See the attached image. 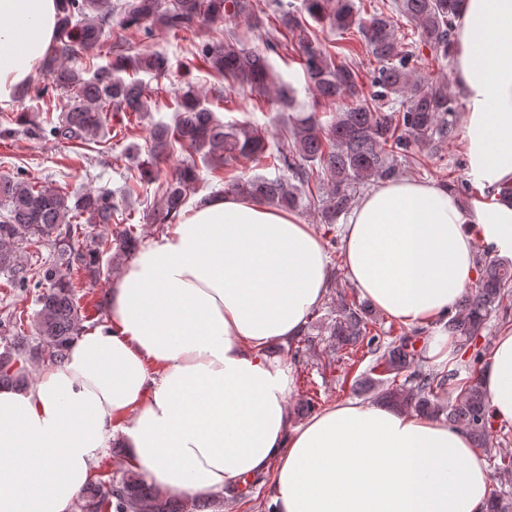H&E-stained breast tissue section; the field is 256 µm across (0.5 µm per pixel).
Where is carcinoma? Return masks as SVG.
<instances>
[{
    "label": "carcinoma",
    "instance_id": "cac0c4a2",
    "mask_svg": "<svg viewBox=\"0 0 512 512\" xmlns=\"http://www.w3.org/2000/svg\"><path fill=\"white\" fill-rule=\"evenodd\" d=\"M60 16L53 54L45 57L41 70L50 84L71 91V100L57 120L37 124L23 119L25 131L58 143L83 141L97 134L110 112L140 115L149 111L152 93L147 85L128 73L166 71L167 58L160 53L114 54L111 63L96 67L90 77L67 65V60L88 53L101 44L112 23L144 35L162 27L173 33L199 37L218 21L242 23L263 29V46L248 47L235 32L227 30L222 40H206L195 47L184 67L205 68L224 78L216 90L224 93L249 87L262 99L275 92L284 109L295 103L293 84L272 71L268 54L291 47L314 95L313 110L292 117L275 143L269 133L246 122L224 123L205 105L192 84L174 97L176 117L171 125L151 131L149 158L140 159V147L131 143V163L142 168V176L157 177V164L174 147L203 154L209 166H229L242 159L273 157L279 174L274 178L235 176L224 184V192L281 208L294 210L303 200L321 202L327 224L347 215L357 191L365 183L396 179L405 165H420L416 149L424 147L443 157L447 145L458 135L464 105L451 92L446 80H423L416 73L417 46L404 44L397 34L394 16L413 23L420 43L437 62L452 55L454 28L463 0H380L369 18H357L354 0H302L296 8L290 0H276V9L260 14L254 0H59ZM328 26L340 34H359L377 62L366 85H360L358 63L350 54L341 57L322 46L308 21ZM297 41L288 44V36ZM341 103L333 120L323 124L316 107ZM196 167L175 169L156 193L159 209L151 212L159 227L176 222L186 206ZM0 201L6 214L0 217V272L14 288L37 292L35 333L25 334L17 317L6 314L16 337L0 352V386L22 388L28 384V359L55 365L64 358L68 344L83 330L86 315L79 303L76 281L94 284L103 265L124 264L132 259L139 241L133 225H124L111 235L78 231V223L109 225L121 210L108 191H90L75 198L19 176L0 178ZM49 245L53 259L35 268L19 264L23 247ZM108 260H103V257ZM475 287L461 298L459 311L448 320V333L469 354L467 376L457 368H434L416 347V330L383 342L389 332L384 318L368 300H350L333 294L326 333L349 360L361 348L375 356L371 373L383 386L379 401L385 405L445 416L448 424L465 431L473 447L491 450L487 394L480 378V364L488 347L480 344L491 318L507 314L512 306V260L477 256ZM317 336L304 328L302 337L289 346L299 362L316 346ZM206 505L188 500L177 492H160L141 474L126 469L112 479L91 481L75 503V512H203ZM488 512H512V495L497 487L490 491Z\"/></svg>",
    "mask_w": 512,
    "mask_h": 512
}]
</instances>
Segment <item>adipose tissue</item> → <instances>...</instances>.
I'll return each mask as SVG.
<instances>
[{
	"instance_id": "adipose-tissue-1",
	"label": "adipose tissue",
	"mask_w": 512,
	"mask_h": 512,
	"mask_svg": "<svg viewBox=\"0 0 512 512\" xmlns=\"http://www.w3.org/2000/svg\"><path fill=\"white\" fill-rule=\"evenodd\" d=\"M57 9L0 0V103L37 75ZM453 80L484 196L466 204L436 183L385 181L343 226L353 287L432 329L436 365L454 358L446 324L478 251L512 257V0H464ZM328 266L313 225L235 196L146 242L111 286L108 323L27 387L0 388V512H73L116 437L147 482L191 499L268 473L277 512H487V461L447 423L348 401L293 424L289 370L265 350L300 335ZM482 381L492 420L511 425L512 331L495 337Z\"/></svg>"
}]
</instances>
